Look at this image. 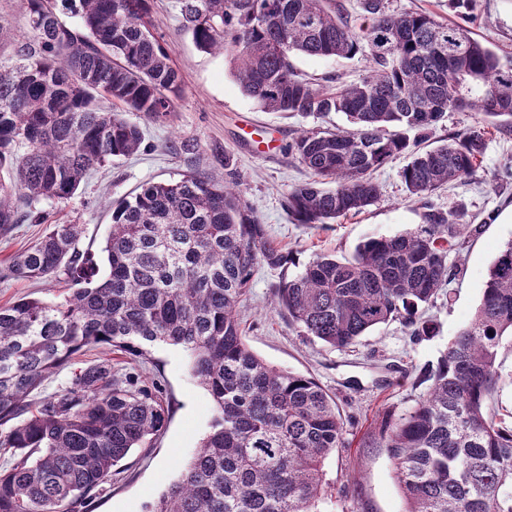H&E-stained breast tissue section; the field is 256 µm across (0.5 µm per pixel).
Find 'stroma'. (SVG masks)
<instances>
[{"label": "stroma", "instance_id": "35a3bbf8", "mask_svg": "<svg viewBox=\"0 0 512 512\" xmlns=\"http://www.w3.org/2000/svg\"><path fill=\"white\" fill-rule=\"evenodd\" d=\"M152 20L181 78L175 112L156 120L128 113V120L142 132L138 152L112 159L71 198L36 203L44 221L29 220L0 234V265L52 224L83 225L79 250L100 255L112 223V201L146 183L177 180L198 170L234 184L267 237L289 258L283 268L256 266L240 307L245 341L269 364L313 377L335 400L345 422L347 445L324 464L329 488L322 512H405L392 462L370 436L386 414L409 411L426 392V370L437 366L451 340L470 322L489 267L512 241V130L489 129L474 174L443 186L431 197L436 207L461 208L466 222L478 228L450 252L454 276L422 310L434 321L435 335L416 341L401 322L391 321L348 349L309 342L280 312L276 288L316 254L348 258L367 239L394 236L420 224L423 208L409 197L401 179L409 158L393 157L374 172L380 195L361 213L330 224L297 223L288 213L286 197L310 175L287 146L305 131L349 129L345 115L266 111L243 94L235 77L238 63L231 55L197 48L182 27L178 0H154ZM471 29L480 40L492 43L501 57L512 60V0H478ZM33 41L21 0H0V68L11 65L18 48ZM290 61L304 78L327 87L360 82L370 71V54L364 50L349 59L296 54ZM253 128L278 136L282 150L257 153L245 137ZM65 287L61 279L0 280V304L23 297L56 301ZM118 363L124 372L158 383L169 404L168 421L150 447L135 449L119 464L111 481L82 512H148L179 479L210 430L214 404L194 376L191 356L183 347L158 342L145 359L122 357Z\"/></svg>", "mask_w": 512, "mask_h": 512}]
</instances>
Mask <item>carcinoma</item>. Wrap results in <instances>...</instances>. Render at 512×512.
Instances as JSON below:
<instances>
[{
    "mask_svg": "<svg viewBox=\"0 0 512 512\" xmlns=\"http://www.w3.org/2000/svg\"><path fill=\"white\" fill-rule=\"evenodd\" d=\"M477 0H448L460 18ZM37 47L0 70V232L36 218L32 204L64 200L90 171L137 152L139 127L175 111L176 68L153 33L151 0H22ZM357 24L336 0H180L183 26L205 52H229L245 96L272 112L343 113L352 132L309 131L288 149L311 181L288 193L300 224H329L372 205V174L422 141L450 109L474 110L512 128V61L459 23L426 13L393 16L362 0ZM63 10L80 15L66 26ZM373 61L360 82L315 88L290 57L355 55ZM482 86L471 101L461 89ZM121 106L122 111L114 110ZM397 131L385 133V127ZM486 126L416 150L401 171L423 223L370 238L350 258L319 254L277 288L278 306L302 335L339 350L402 320L431 333L418 308L451 281L448 254L472 232L459 208L429 203L471 176ZM79 224H54L0 267L1 279L65 276L60 302L0 305V512H76L134 448L166 425L159 387L140 384L110 357L74 369L67 386L33 394L90 347L142 358L157 342L189 351L215 415L201 449L151 512H321L324 463L345 447L344 422L312 377L278 369L250 351L238 305L255 266L287 258L240 195L193 171L153 182L112 205L101 271L77 248ZM512 336V241L489 268L481 303L448 345L427 393L385 418L376 436L394 463L405 512H512V425L486 401L502 381Z\"/></svg>",
    "mask_w": 512,
    "mask_h": 512,
    "instance_id": "cac0c4a2",
    "label": "carcinoma"
}]
</instances>
